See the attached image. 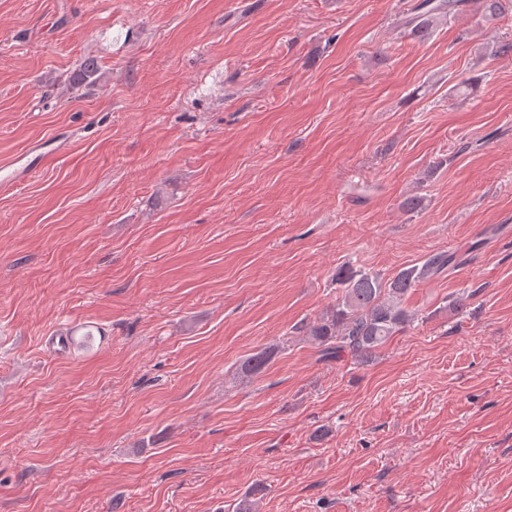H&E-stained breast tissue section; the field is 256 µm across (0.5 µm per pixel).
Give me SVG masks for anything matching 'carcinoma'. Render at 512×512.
Wrapping results in <instances>:
<instances>
[{
  "label": "carcinoma",
  "instance_id": "obj_1",
  "mask_svg": "<svg viewBox=\"0 0 512 512\" xmlns=\"http://www.w3.org/2000/svg\"><path fill=\"white\" fill-rule=\"evenodd\" d=\"M479 21L492 24L512 10V0H481ZM471 0H423L408 20L409 35L421 36L440 16L454 18L469 11ZM463 264L457 253L431 252L420 265L401 269L386 279L381 274L350 265L340 268L336 281L341 295L317 322L309 327L322 347V357L336 361L372 355L393 336L407 328L412 315L402 305L403 297L420 282Z\"/></svg>",
  "mask_w": 512,
  "mask_h": 512
}]
</instances>
